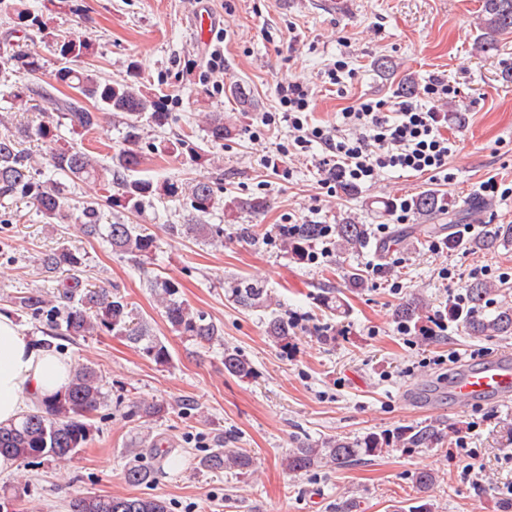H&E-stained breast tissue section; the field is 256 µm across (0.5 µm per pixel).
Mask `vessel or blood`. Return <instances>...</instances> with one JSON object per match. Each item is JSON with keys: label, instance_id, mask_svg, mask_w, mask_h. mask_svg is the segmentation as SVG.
<instances>
[{"label": "vessel or blood", "instance_id": "vessel-or-blood-1", "mask_svg": "<svg viewBox=\"0 0 512 512\" xmlns=\"http://www.w3.org/2000/svg\"><path fill=\"white\" fill-rule=\"evenodd\" d=\"M453 400L496 403L512 398V353L491 359L482 366L456 369L448 379Z\"/></svg>", "mask_w": 512, "mask_h": 512}]
</instances>
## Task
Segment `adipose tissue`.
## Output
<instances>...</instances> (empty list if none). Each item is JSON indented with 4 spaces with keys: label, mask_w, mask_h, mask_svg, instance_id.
Instances as JSON below:
<instances>
[{
    "label": "adipose tissue",
    "mask_w": 512,
    "mask_h": 512,
    "mask_svg": "<svg viewBox=\"0 0 512 512\" xmlns=\"http://www.w3.org/2000/svg\"><path fill=\"white\" fill-rule=\"evenodd\" d=\"M69 380L67 358L37 348L0 315V424L17 421L29 401L64 390Z\"/></svg>",
    "instance_id": "1"
}]
</instances>
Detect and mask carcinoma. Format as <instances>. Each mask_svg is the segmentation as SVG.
<instances>
[{
  "label": "carcinoma",
  "mask_w": 512,
  "mask_h": 512,
  "mask_svg": "<svg viewBox=\"0 0 512 512\" xmlns=\"http://www.w3.org/2000/svg\"><path fill=\"white\" fill-rule=\"evenodd\" d=\"M0 13L21 28L35 27L44 32L55 46L56 69L53 79L59 86L71 89V94L58 96L38 84L10 86L7 98L16 112L32 110L33 101L43 102L41 119L36 124L21 125L14 131L0 134V200H14L33 205L45 224H78L88 238L107 242L112 250L134 259L146 257L156 248V238L142 224H102L98 207L88 202L81 207L71 203L65 185L43 175L31 164L30 154L23 148L26 141L39 140L46 146L50 171L76 181L92 180L115 187L118 196L111 197L122 208L138 212L150 198L167 192L173 194L172 184L158 183L151 179L130 180L127 173L139 167L144 159L140 148V132L143 124L162 128L168 123L169 113L162 111L158 101L146 92L137 73L121 80H106L90 65L83 64L89 55V45L68 36L51 31L43 17L17 0H0ZM480 38L481 52L489 55L498 51L500 37L512 35V0H481ZM40 69V55L32 48L0 52V72L35 73ZM120 113L126 117V132L118 150L110 161L95 155L77 141L65 139L62 130L69 134H85L95 130L103 119L102 111ZM232 134L230 124L224 122V114L213 113L208 122V137L215 144L224 142ZM164 154L189 152L190 160L197 162L201 155L181 138L163 139L159 143ZM218 204L214 187L208 181L196 182L189 194V216L193 223L170 224L171 231H186L200 237L209 236L215 242L223 241L224 229L216 224H204L202 218L210 214ZM271 206L264 197H230L224 202V212L234 214L263 213ZM411 207L416 215L426 219L444 210L442 200L435 193L424 192L415 196ZM453 223L432 224L429 232L444 236L448 249L462 246L475 251L491 250L506 238H512V226L485 230L479 237L466 243L449 233ZM321 224H298L286 248L296 259L304 258L308 247L322 238ZM368 228L349 216L342 218L334 227L336 251L342 253L360 248L366 243ZM83 257L72 248L61 245L42 253L38 265L45 277L56 282L60 303L53 304L41 289H29L14 297L17 310L29 313L45 321L49 328L47 337L36 345L54 349L52 339L58 336H90L99 329L125 338L135 348L159 365L170 361L166 345L151 334L147 323L134 317L124 296L101 285L57 280V274L74 270L82 265ZM149 287L164 304L166 318L173 330L203 348L222 339L223 330L201 311L193 310L178 296L179 286L168 279L156 278ZM491 291L487 284L476 281L466 288L465 304L448 308L451 320H462L468 333L482 336H511L512 307H503L490 317H481L483 307ZM228 300L246 310L268 306L271 296L259 283L240 280L228 291ZM318 302L327 310L342 313L346 304L334 293L326 291L318 296ZM423 304L417 298L402 303L397 317L403 323H411L421 315ZM293 322L283 315H275L266 326L272 341L288 348ZM224 371L239 379L253 375L251 362L243 355L224 352ZM103 378L91 364L73 367L70 383L64 391L47 399L39 400L21 419L8 426L0 425V456L15 462L30 463L35 459L66 463L84 448L92 437L91 419L104 406ZM132 412L143 418L157 421L169 413L163 402H135ZM445 431L434 423L400 429L395 432L370 433L360 438H329L320 444H301L290 450L283 465L294 474L307 472L324 464L343 468L369 457H376L388 448H434L443 443ZM133 462L124 471L127 483L148 485L156 479L158 468L140 461L143 448L129 450ZM199 468L210 473L226 469L249 474L255 467V459L243 449L210 448L200 457ZM69 512H169L167 502L155 497H121L114 495H76L69 501Z\"/></svg>",
  "instance_id": "cac0c4a2"
}]
</instances>
